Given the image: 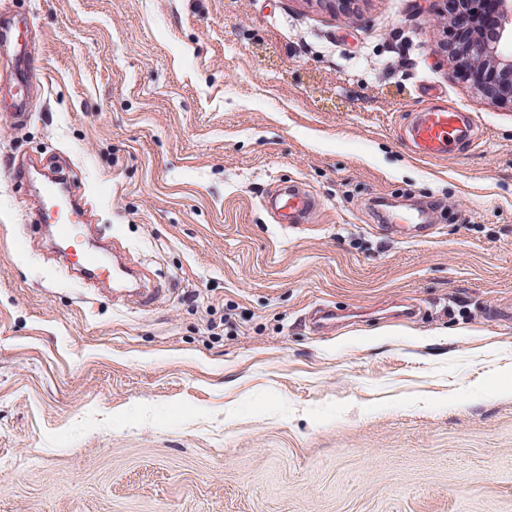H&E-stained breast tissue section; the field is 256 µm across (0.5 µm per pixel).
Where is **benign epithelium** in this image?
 <instances>
[{"label": "benign epithelium", "instance_id": "7a95c632", "mask_svg": "<svg viewBox=\"0 0 512 512\" xmlns=\"http://www.w3.org/2000/svg\"><path fill=\"white\" fill-rule=\"evenodd\" d=\"M448 61L493 103L512 108V0H448Z\"/></svg>", "mask_w": 512, "mask_h": 512}]
</instances>
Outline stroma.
<instances>
[{"instance_id":"obj_1","label":"stroma","mask_w":512,"mask_h":512,"mask_svg":"<svg viewBox=\"0 0 512 512\" xmlns=\"http://www.w3.org/2000/svg\"><path fill=\"white\" fill-rule=\"evenodd\" d=\"M443 7L0 0L34 91L22 123L0 93V512H512V109ZM432 104L479 145L415 156ZM39 168L159 303L46 252ZM284 183L308 229L264 207ZM424 207L431 236L383 232ZM265 204L275 222L285 228L302 224L308 215L320 207L316 197L294 186H280L268 196Z\"/></svg>"}]
</instances>
